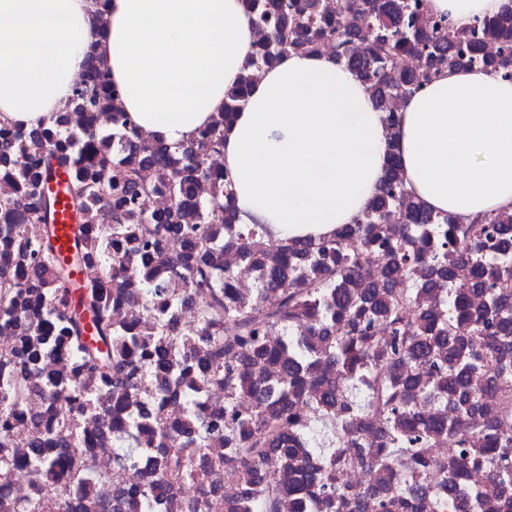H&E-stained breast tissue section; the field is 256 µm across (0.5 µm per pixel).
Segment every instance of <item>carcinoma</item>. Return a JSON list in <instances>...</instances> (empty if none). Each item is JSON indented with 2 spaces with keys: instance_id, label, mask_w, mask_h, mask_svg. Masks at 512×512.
I'll list each match as a JSON object with an SVG mask.
<instances>
[{
  "instance_id": "obj_1",
  "label": "carcinoma",
  "mask_w": 512,
  "mask_h": 512,
  "mask_svg": "<svg viewBox=\"0 0 512 512\" xmlns=\"http://www.w3.org/2000/svg\"><path fill=\"white\" fill-rule=\"evenodd\" d=\"M253 16L254 51L247 62L248 73L225 95L220 119L201 129L189 145H170L156 138L143 140L131 116L116 107L120 90L112 85L103 63L91 57L72 87L67 111L56 113L52 121L30 129L0 123V168L11 172L13 191L0 193V209L20 213L22 224H0V238L12 248V258L0 261V289L14 295L0 303V327H14L27 333V324L36 325L48 339L64 337L67 349L80 370L97 373L108 380L130 363L134 349L145 348L156 335L155 325L140 336L125 338L112 320L110 306L99 288L119 289L128 276L142 284L139 305L155 309L154 320L165 316L179 288H191L199 297L200 329H189L187 340L198 337L210 342L211 375L224 380V399L231 401L243 389H254L260 380L235 368L226 356L263 354V335L271 324L280 326L287 346L299 360H312L345 383L341 408L325 419L343 426L355 415L371 410L385 414L391 425L392 448L372 458V466L385 468L390 455L398 454L408 443L428 442L429 427L420 428L411 439L398 433V425L410 419L413 404L405 391L394 383H377L367 392L356 385L357 375L371 362L384 358L406 364L412 370L436 366L464 387L459 399L463 413L472 416V437L458 440L449 458L429 466L426 481L440 485L455 481L471 466H485L496 477L512 481V436L506 419L512 405V367L502 366L498 377L499 405L503 420L489 424L475 411L485 390L467 386V378L500 346L512 340V256L503 252L495 258L501 225L512 224V210L475 216L466 224H456L450 215L431 211L404 185L401 163L396 154L387 159L377 192L353 224H346L327 238L275 239L264 224H239L238 210L230 182L210 167L213 156L224 149V130L235 112L244 105L254 73L274 65L287 53H314L325 40L335 44L336 59L367 87L375 107L387 112L392 98L405 100L425 90L444 71L478 67L503 80L512 81V33L503 21L512 19V6L493 17H475L458 26L443 16L440 26L420 27L414 22L410 0H244ZM369 14L373 31L361 50L353 46L361 15ZM499 41V52L489 58L481 55L476 34ZM404 56L419 59L411 72H398ZM101 112L112 113V125L103 129L96 123ZM68 170L69 208L75 218L74 250L71 258L58 254L54 245L53 214L57 200L45 193V181L53 167ZM152 168L159 175L157 189L170 198L166 215H154L140 208L147 193L141 172ZM212 181V192L200 195L201 181ZM391 211L410 226L409 243H395L384 236V214ZM139 225L136 239L140 249L122 247L132 226ZM222 224L226 241L237 246L247 261L259 258L267 248L283 254L309 253L319 277H307L297 269L286 273L288 259L271 269L262 288L279 292L280 302L272 310L260 299L231 301L232 274H223L214 257L224 242L211 236L208 225ZM187 238L188 259H171L179 270V281L172 283L154 276L147 257L160 248L168 233ZM420 245H415V242ZM378 243L390 250L396 265L411 274L430 268L449 278L450 266L468 260L478 271L479 286L485 290L484 313L471 320L462 358L448 354V362L432 356L428 337L403 318L408 308L421 305L424 289L414 282L407 289L392 288L384 305L392 335L387 346L375 352L368 343L373 296L356 303L341 300L336 282L351 279L361 271L366 248ZM101 256L102 277L88 281L78 290L69 287L72 267L84 265L90 255ZM433 299L448 305V313L465 310V300L437 284ZM16 364L38 374L36 355L26 345L13 356ZM291 386L284 381L267 386L254 412L246 419L227 405L229 419L213 421L206 431L224 430L234 441V458L241 470L253 477L268 449L288 444L283 454L288 465H298L293 449L313 447V427H300L288 413ZM55 457L40 456L27 464L30 478L39 484L54 466ZM340 456L327 457L326 470L315 490L309 492L311 505L330 512H346L354 493L336 486L334 472ZM189 461H165L157 483H168L190 474ZM416 484L408 477L392 493L382 494L374 487L365 491L374 512H402L409 505ZM282 492L267 489L242 503V512H279ZM472 512H494V507L471 489L461 504Z\"/></svg>"
}]
</instances>
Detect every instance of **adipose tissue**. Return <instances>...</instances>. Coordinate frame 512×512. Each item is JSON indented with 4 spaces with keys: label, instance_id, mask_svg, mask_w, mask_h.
<instances>
[{
    "label": "adipose tissue",
    "instance_id": "1",
    "mask_svg": "<svg viewBox=\"0 0 512 512\" xmlns=\"http://www.w3.org/2000/svg\"><path fill=\"white\" fill-rule=\"evenodd\" d=\"M505 0H429L463 25ZM0 0V121L27 128L67 102L88 56L104 61L120 106L147 134L192 141L224 109L253 52L242 0ZM433 211L474 217L512 207V82L459 70L403 102L397 139L366 86L333 52L284 55L260 73L224 134L241 223L325 237L372 199L389 153Z\"/></svg>",
    "mask_w": 512,
    "mask_h": 512
}]
</instances>
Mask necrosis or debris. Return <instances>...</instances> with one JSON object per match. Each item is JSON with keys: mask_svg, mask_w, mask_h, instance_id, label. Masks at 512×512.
I'll list each match as a JSON object with an SVG mask.
<instances>
[{"mask_svg": "<svg viewBox=\"0 0 512 512\" xmlns=\"http://www.w3.org/2000/svg\"><path fill=\"white\" fill-rule=\"evenodd\" d=\"M365 273L362 277L339 282L337 288L347 295L357 297L368 293L374 277H381L390 288L406 287L408 275L404 269L396 267L391 255L382 249H372L366 254ZM282 255L278 249L265 251L258 264L245 263L237 247L228 245L219 256L222 270L233 273L234 299H247L254 294L261 282L264 268L277 265ZM452 290L464 292L468 298V316L448 317L444 313H434L431 322L435 327L454 325L465 326L469 315L481 313L485 308L484 294L476 286L472 265L463 261L452 268L448 280ZM200 322L199 305L190 290L181 289L171 315L161 325L163 334L160 346L167 357H174L180 348L185 332ZM267 355L257 365L256 370L266 382H276L289 370L288 354L282 333L278 326H270L264 338ZM193 364L184 370H176L174 365L159 367L153 356H139L138 364L129 377L126 386L108 384L97 375L77 373L73 358L59 348L39 354L38 367L46 379L53 382L52 390L46 391L42 399L44 409L65 405L73 416L74 428L71 432L73 444L84 458L93 461L110 462L111 467L104 473L86 474L80 487L67 501L63 512H114L111 494L115 491L137 493L146 491L157 480L159 465L170 451L164 446L159 433V425H176L180 428L178 455L192 462L196 477L189 481L174 483L165 494L156 500L155 512H187L201 493H208L213 502L219 504V512H240L239 504L257 490L268 487L284 488L291 484H315L323 471L321 454L306 450L302 453V466L288 468L278 450L272 449L260 469L255 482H247L240 474L233 459L231 447L224 435H208L203 447L190 444L202 429L203 422L223 414L224 385L216 381H204L203 376L210 361L208 341L196 340L192 350ZM403 386L411 394L432 388L446 390V378L434 375L430 370L410 371L400 365L377 361L374 373L360 374L362 384H369L375 376ZM299 397L293 402V411L300 418H307L311 400L327 394L330 385L318 364L307 363L297 370ZM186 391L199 392L202 409L199 418L190 419L183 413L179 401ZM97 397L101 410L87 415L80 413L82 395ZM19 409H12L9 424L0 423V441L13 443L11 453L13 463L0 462V512H15L17 505L24 503L42 492L45 508L43 512H62L56 504L55 493L71 481L67 463H58L43 489H36L33 482L16 466L20 457L34 456L35 451L27 443L21 432ZM416 421L434 425L435 431L427 444L424 461L432 462L447 458L455 436L468 430L469 420L461 416L456 407H449L447 417H440L437 407L429 402L418 403L414 408ZM349 430L358 439L355 448L343 447L340 450L342 461L336 469V481L352 490H363L375 485L394 488L399 478L407 470L408 455L392 459L387 470L374 473L371 466L370 450L387 446L388 424L385 415L371 412L355 417ZM129 440L137 448L134 462L112 463L113 450L118 441ZM479 488L488 502L496 504L497 512H512V483L503 484L486 468H469L455 485L449 486L443 496L451 500L461 496L469 487Z\"/></svg>", "mask_w": 512, "mask_h": 512, "instance_id": "4bbe7bcc", "label": "necrosis or debris"}]
</instances>
